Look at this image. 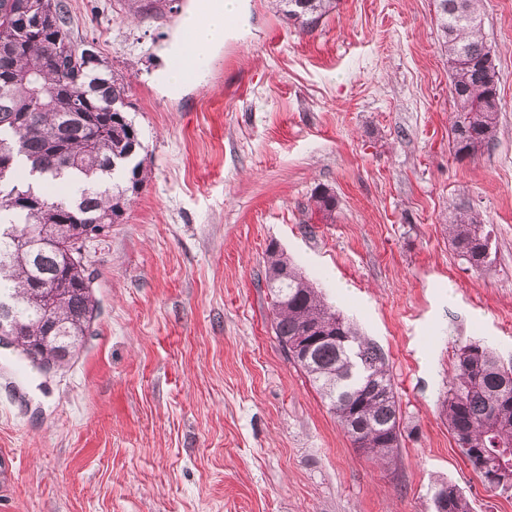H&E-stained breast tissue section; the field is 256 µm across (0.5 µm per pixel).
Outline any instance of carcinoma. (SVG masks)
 Instances as JSON below:
<instances>
[{"instance_id":"obj_1","label":"carcinoma","mask_w":512,"mask_h":512,"mask_svg":"<svg viewBox=\"0 0 512 512\" xmlns=\"http://www.w3.org/2000/svg\"><path fill=\"white\" fill-rule=\"evenodd\" d=\"M39 0H0V319L17 326L18 345L56 369L79 353L98 301L73 243L120 222L144 183L142 144L129 107L128 83L104 59L86 58L73 37L66 0H47L40 20L24 21ZM302 30L318 24L335 0H276ZM456 102L452 150L474 157L493 141L499 108L494 52L482 32L483 0H435ZM69 174L80 180L65 195L50 189ZM314 208L332 213L327 188ZM454 253L476 270L492 264L489 232L472 210L456 206L448 224ZM288 268L269 289L272 330L357 450L389 466L401 447L402 412L386 356L367 341L277 248L265 272ZM59 290V301L47 300ZM322 333L311 352L303 343ZM455 442L467 440L493 468L512 470V365L470 344L455 353L442 401ZM434 512H472L447 481L434 484Z\"/></svg>"}]
</instances>
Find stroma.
<instances>
[{
    "instance_id": "stroma-1",
    "label": "stroma",
    "mask_w": 512,
    "mask_h": 512,
    "mask_svg": "<svg viewBox=\"0 0 512 512\" xmlns=\"http://www.w3.org/2000/svg\"><path fill=\"white\" fill-rule=\"evenodd\" d=\"M67 2L75 38L129 84L146 179L87 248L100 310L78 357L43 372L0 346V448L16 454L0 512H431L440 480L473 512H512L441 413L459 346L512 361V0L483 2L498 133L462 161L435 0H337L307 32L242 0L246 26L178 88L151 75L192 0ZM461 204L491 232L490 270L448 243ZM272 244L386 355L395 464L356 452L287 361Z\"/></svg>"
}]
</instances>
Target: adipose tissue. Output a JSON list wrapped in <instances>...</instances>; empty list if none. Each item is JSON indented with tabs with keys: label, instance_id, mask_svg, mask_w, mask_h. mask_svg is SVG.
I'll use <instances>...</instances> for the list:
<instances>
[{
	"label": "adipose tissue",
	"instance_id": "1",
	"mask_svg": "<svg viewBox=\"0 0 512 512\" xmlns=\"http://www.w3.org/2000/svg\"><path fill=\"white\" fill-rule=\"evenodd\" d=\"M241 0H195L181 34L167 48L168 62L156 80L167 87H180L201 76L203 58L222 46L230 25L242 23Z\"/></svg>",
	"mask_w": 512,
	"mask_h": 512
}]
</instances>
